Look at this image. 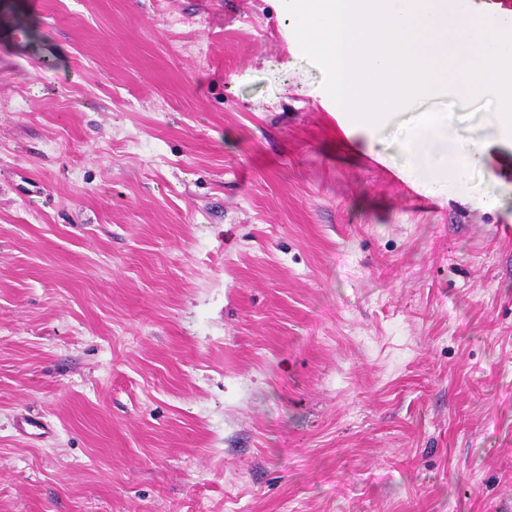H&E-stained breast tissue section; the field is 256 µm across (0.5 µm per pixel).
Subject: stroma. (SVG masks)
<instances>
[{"label":"stroma","mask_w":512,"mask_h":512,"mask_svg":"<svg viewBox=\"0 0 512 512\" xmlns=\"http://www.w3.org/2000/svg\"><path fill=\"white\" fill-rule=\"evenodd\" d=\"M284 25L0 0V512H512V147L355 124ZM441 120L428 116L424 129L407 144L408 162L412 173L418 177L428 179L448 171V136L439 132Z\"/></svg>","instance_id":"stroma-1"}]
</instances>
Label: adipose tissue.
Returning <instances> with one entry per match:
<instances>
[{
  "label": "adipose tissue",
  "mask_w": 512,
  "mask_h": 512,
  "mask_svg": "<svg viewBox=\"0 0 512 512\" xmlns=\"http://www.w3.org/2000/svg\"><path fill=\"white\" fill-rule=\"evenodd\" d=\"M464 156L468 163L477 165L484 158L485 148L480 144H459L449 146L447 136L440 131L436 117L426 120L421 129L407 144L408 162L416 176L428 178L448 169L449 153Z\"/></svg>",
  "instance_id": "1"
}]
</instances>
